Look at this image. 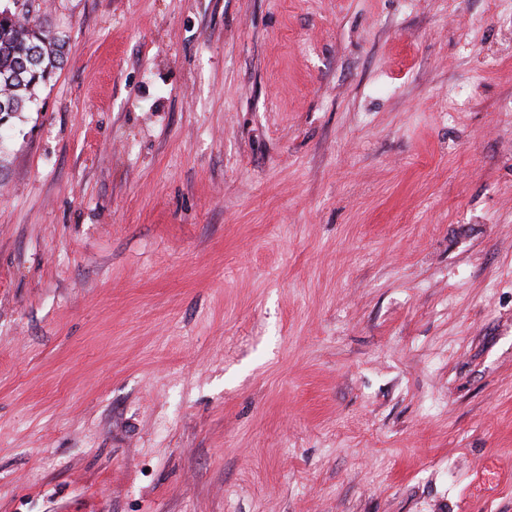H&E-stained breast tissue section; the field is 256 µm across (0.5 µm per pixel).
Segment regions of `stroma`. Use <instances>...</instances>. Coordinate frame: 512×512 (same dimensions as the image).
Instances as JSON below:
<instances>
[{
  "mask_svg": "<svg viewBox=\"0 0 512 512\" xmlns=\"http://www.w3.org/2000/svg\"><path fill=\"white\" fill-rule=\"evenodd\" d=\"M30 10L0 512H512V0Z\"/></svg>",
  "mask_w": 512,
  "mask_h": 512,
  "instance_id": "obj_1",
  "label": "stroma"
}]
</instances>
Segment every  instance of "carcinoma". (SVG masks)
Segmentation results:
<instances>
[{
  "label": "carcinoma",
  "mask_w": 512,
  "mask_h": 512,
  "mask_svg": "<svg viewBox=\"0 0 512 512\" xmlns=\"http://www.w3.org/2000/svg\"><path fill=\"white\" fill-rule=\"evenodd\" d=\"M64 44L44 35L39 19L27 12L0 17V97L10 102V114L26 111L36 89L60 68Z\"/></svg>",
  "instance_id": "cac0c4a2"
}]
</instances>
